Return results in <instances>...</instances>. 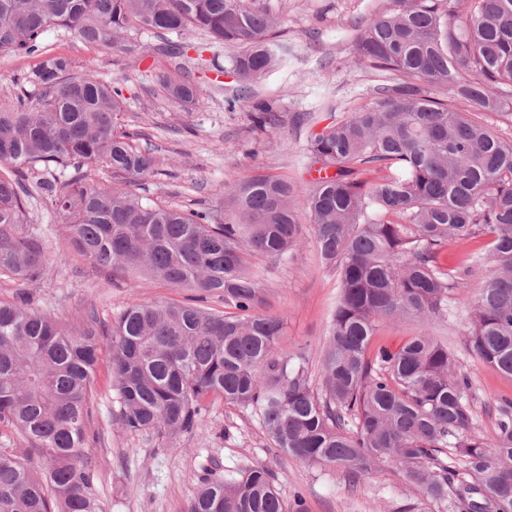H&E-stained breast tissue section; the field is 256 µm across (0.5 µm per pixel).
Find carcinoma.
Listing matches in <instances>:
<instances>
[{"label":"carcinoma","mask_w":512,"mask_h":512,"mask_svg":"<svg viewBox=\"0 0 512 512\" xmlns=\"http://www.w3.org/2000/svg\"><path fill=\"white\" fill-rule=\"evenodd\" d=\"M278 18L264 0H0V55L37 57L38 93L0 104V276L18 287L49 266L30 228L31 201L60 217L82 256L143 280L189 288L187 303L138 304L109 327L95 312L66 329L0 301V427L50 461L41 476L0 451V512H104L87 455L95 366L107 351L120 424L174 440L222 399L250 411L277 447L305 463L361 479L390 460L420 493L404 512H512V398L496 400L497 430L474 435L476 397L430 325L448 319V294L468 287L447 268L448 242L488 236L490 274L466 300L470 351L512 377V143L478 119L512 112V0H381L357 33L355 61L382 83L372 102L310 136L303 189L256 173L224 188V209L185 211L140 193L157 156L121 123L124 83L51 52L50 30L131 54L150 31L171 58L234 78L225 109L247 113L255 140L280 120L258 84L280 68ZM202 32L205 48L169 35ZM171 100L204 106L207 91L174 66L154 75ZM104 167L115 184L100 185ZM340 294L312 388L307 356L280 354L283 319L260 312L263 279L249 255L280 260L300 214ZM224 296L234 315L198 302ZM412 319L398 349L372 348L377 323ZM185 512H303L288 506L265 467L208 474Z\"/></svg>","instance_id":"obj_1"}]
</instances>
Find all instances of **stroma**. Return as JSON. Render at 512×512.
<instances>
[{"instance_id": "obj_1", "label": "stroma", "mask_w": 512, "mask_h": 512, "mask_svg": "<svg viewBox=\"0 0 512 512\" xmlns=\"http://www.w3.org/2000/svg\"><path fill=\"white\" fill-rule=\"evenodd\" d=\"M377 3L270 0L279 16L280 40L288 47V57L260 83L263 92L278 98L281 122L271 134L269 147L255 155L245 152L248 117L225 110L223 91L210 92L199 111L187 110L161 92L153 75L173 68L174 63L157 51L154 37L140 36L141 48L133 54L89 45L61 31L47 33L46 41L75 67H90L100 78L124 81L130 107L123 122L139 132L141 145L154 148L160 160V174L143 184L147 195L184 210L218 208L224 202L225 185L258 172L283 176L299 186L310 181L305 148L311 133L372 100L376 78L369 69L354 64L352 45ZM300 112L312 113V122L298 125L295 116ZM32 216L51 270L29 282L26 292L34 308L62 325H80L91 308L109 323L135 304H177L189 297L187 289L161 281L141 284L79 256L67 243L57 216L42 201L33 202ZM487 242L484 236L455 240L441 253L445 265H467L469 286L454 290L447 321L433 324L431 332L447 341L470 377L477 397L475 433L489 439L496 420L488 405L495 398L512 397V377L489 369L468 352V310L459 303L460 298L475 295L487 273ZM249 264L263 273L264 312L285 320L278 351L304 350L312 379H319L321 350L339 296V276L335 268L322 263L308 216H301L297 243L286 258L273 261L254 255ZM110 380L109 362L100 359L88 452L105 512H184L205 473L227 477L239 468L261 465L272 471L285 500L301 494L306 512H401L417 498L396 464L384 462L364 480L351 481L341 469L284 455L248 410L221 400L176 444L153 433L125 432Z\"/></svg>"}]
</instances>
